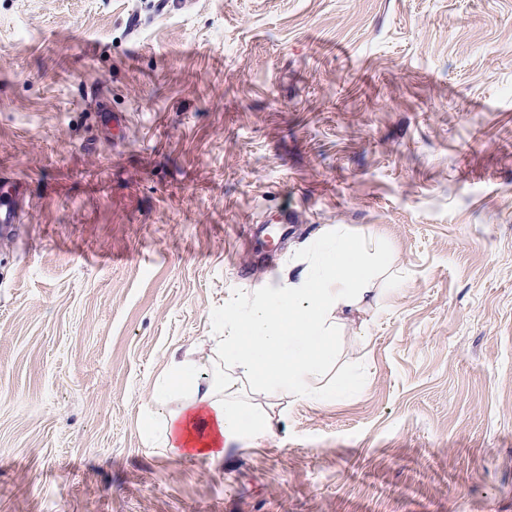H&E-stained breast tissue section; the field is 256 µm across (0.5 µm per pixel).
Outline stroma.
<instances>
[{
  "label": "stroma",
  "mask_w": 512,
  "mask_h": 512,
  "mask_svg": "<svg viewBox=\"0 0 512 512\" xmlns=\"http://www.w3.org/2000/svg\"><path fill=\"white\" fill-rule=\"evenodd\" d=\"M157 4L0 0V512H512V0ZM339 227L387 258L356 389L146 448L167 356ZM25 199L24 183L7 172H0V223L19 224Z\"/></svg>",
  "instance_id": "stroma-1"
}]
</instances>
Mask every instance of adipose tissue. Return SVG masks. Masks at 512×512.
Returning <instances> with one entry per match:
<instances>
[{
  "label": "adipose tissue",
  "mask_w": 512,
  "mask_h": 512,
  "mask_svg": "<svg viewBox=\"0 0 512 512\" xmlns=\"http://www.w3.org/2000/svg\"><path fill=\"white\" fill-rule=\"evenodd\" d=\"M382 262L370 242L337 230L317 271L284 288L262 289L244 311L225 317L212 353L169 357L140 430L171 455L219 459L245 432L268 425L264 411L247 408L245 391L270 403L337 398L341 387L323 382L335 360L336 331L366 304Z\"/></svg>",
  "instance_id": "adipose-tissue-1"
}]
</instances>
